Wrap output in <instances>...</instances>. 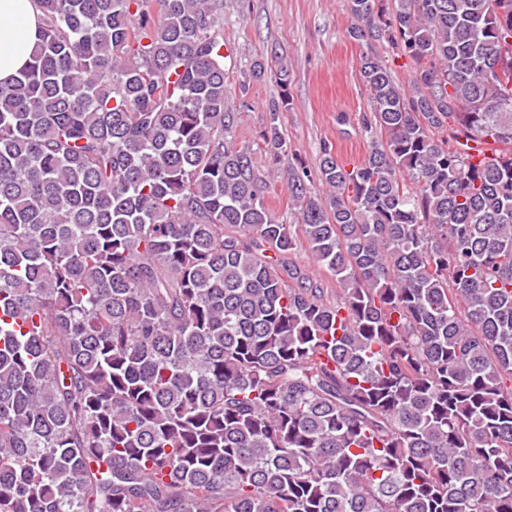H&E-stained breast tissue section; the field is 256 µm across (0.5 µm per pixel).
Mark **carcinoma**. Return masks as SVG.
Returning a JSON list of instances; mask_svg holds the SVG:
<instances>
[{
  "label": "carcinoma",
  "mask_w": 512,
  "mask_h": 512,
  "mask_svg": "<svg viewBox=\"0 0 512 512\" xmlns=\"http://www.w3.org/2000/svg\"><path fill=\"white\" fill-rule=\"evenodd\" d=\"M350 2L411 78L360 56L350 170L290 162L269 104L297 231L234 141L222 0H37L0 85V512H512V0ZM291 260L301 270L323 288L322 299L327 303L336 302V280L324 267L313 261L312 256L305 244H302L290 255Z\"/></svg>",
  "instance_id": "carcinoma-1"
}]
</instances>
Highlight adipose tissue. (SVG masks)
Masks as SVG:
<instances>
[{
  "label": "adipose tissue",
  "mask_w": 512,
  "mask_h": 512,
  "mask_svg": "<svg viewBox=\"0 0 512 512\" xmlns=\"http://www.w3.org/2000/svg\"><path fill=\"white\" fill-rule=\"evenodd\" d=\"M42 26L36 0H0V82H9L28 64Z\"/></svg>",
  "instance_id": "adipose-tissue-1"
}]
</instances>
